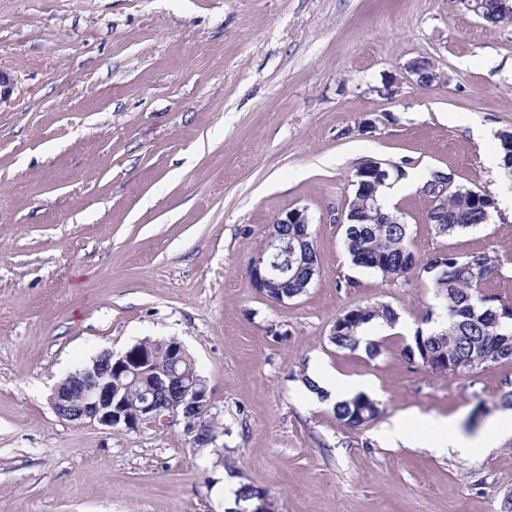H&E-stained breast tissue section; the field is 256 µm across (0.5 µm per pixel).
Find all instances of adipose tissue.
<instances>
[{"label": "adipose tissue", "mask_w": 512, "mask_h": 512, "mask_svg": "<svg viewBox=\"0 0 512 512\" xmlns=\"http://www.w3.org/2000/svg\"><path fill=\"white\" fill-rule=\"evenodd\" d=\"M308 377L314 387L306 395L314 402L323 396L332 401L348 400L365 389L362 381L327 374L319 365L309 371ZM388 433L410 448H430L439 453L452 449L463 456L476 455L496 447L501 438L512 436V410L499 411L486 429L473 437L460 434L454 418L420 414L407 420L393 419Z\"/></svg>", "instance_id": "ef3b65f1"}]
</instances>
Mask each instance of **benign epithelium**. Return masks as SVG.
<instances>
[{"mask_svg":"<svg viewBox=\"0 0 512 512\" xmlns=\"http://www.w3.org/2000/svg\"><path fill=\"white\" fill-rule=\"evenodd\" d=\"M409 79L420 86L444 82L445 75L437 65H422L418 59L407 63ZM399 181V176L383 166V162H368L356 167L351 185L376 199L379 188L389 179ZM360 221L369 224H398L400 217L392 211L376 208V215L362 214ZM293 225L294 237L310 236L309 216L304 209H293L278 215L269 225L265 235V248L279 256L288 253V225ZM250 279L260 294L283 303L288 300L286 284L272 278L271 266L261 260L251 264ZM166 350L158 355L153 344L139 342L127 350L100 355L91 365L68 374L53 388L51 404L62 419L76 423H93L112 429L136 431L144 424L181 425L184 431L197 434L205 427L210 400L204 379L194 368L181 369L186 360L183 345L170 339ZM153 379L136 391L138 406L131 412L126 409L118 387L129 391L144 381V374ZM120 386H115V383Z\"/></svg>","mask_w":512,"mask_h":512,"instance_id":"obj_1","label":"benign epithelium"}]
</instances>
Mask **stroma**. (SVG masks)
I'll return each instance as SVG.
<instances>
[{"label": "stroma", "instance_id": "1", "mask_svg": "<svg viewBox=\"0 0 512 512\" xmlns=\"http://www.w3.org/2000/svg\"><path fill=\"white\" fill-rule=\"evenodd\" d=\"M419 56L445 84L406 79ZM0 69V512H231L243 482L275 512H512V438L463 457L385 434L398 416L496 414L512 361L469 378L409 364L441 301L354 267L335 221L357 162H407L393 208L414 252L494 253L485 291L512 305V210L440 236L416 190L442 168L512 198V22L485 28L465 0H0ZM295 208L318 271L277 303L248 263ZM375 304L405 326L371 324L377 357L331 342L340 314ZM145 338L194 359L207 446L55 413L62 377ZM315 364L365 379L379 417L354 428L306 402Z\"/></svg>", "mask_w": 512, "mask_h": 512}]
</instances>
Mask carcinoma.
Instances as JSON below:
<instances>
[{"label":"carcinoma","mask_w":512,"mask_h":512,"mask_svg":"<svg viewBox=\"0 0 512 512\" xmlns=\"http://www.w3.org/2000/svg\"><path fill=\"white\" fill-rule=\"evenodd\" d=\"M500 159L512 170V134L498 135ZM495 199L488 193L451 182L448 185V211L431 206L426 215L440 236H448L489 221L495 211ZM344 241L351 263L373 270L386 281L404 279L413 273L425 280L442 300L447 321L425 333L415 332L406 345L408 361L429 371L456 370L461 376L481 371L487 363L512 360V306L496 297L479 294L474 285L487 281L498 272L496 257L486 253L460 256L447 250L430 254L422 264L409 243L406 224H346ZM293 246L291 264L281 272L288 281V297L302 294L313 282L317 261L311 239L288 238ZM388 305L365 306L358 317L346 314L336 319V334L331 341L340 348L356 349L361 326L386 323ZM336 420L359 427L380 414L379 403L361 393L350 400L335 402Z\"/></svg>","instance_id":"obj_1"}]
</instances>
